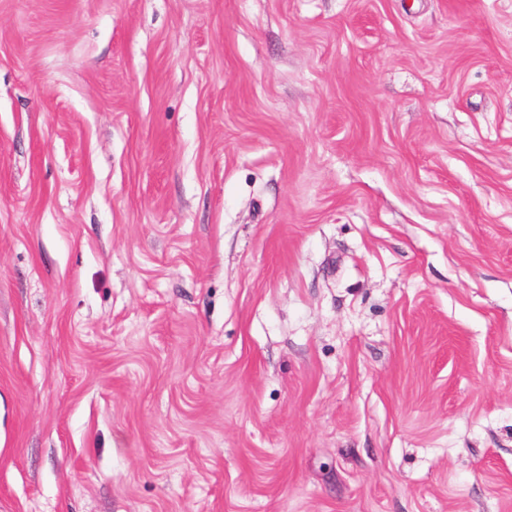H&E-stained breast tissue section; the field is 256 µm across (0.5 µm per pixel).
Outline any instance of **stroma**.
Masks as SVG:
<instances>
[{"instance_id": "stroma-1", "label": "stroma", "mask_w": 512, "mask_h": 512, "mask_svg": "<svg viewBox=\"0 0 512 512\" xmlns=\"http://www.w3.org/2000/svg\"><path fill=\"white\" fill-rule=\"evenodd\" d=\"M0 512H512V0H0Z\"/></svg>"}]
</instances>
